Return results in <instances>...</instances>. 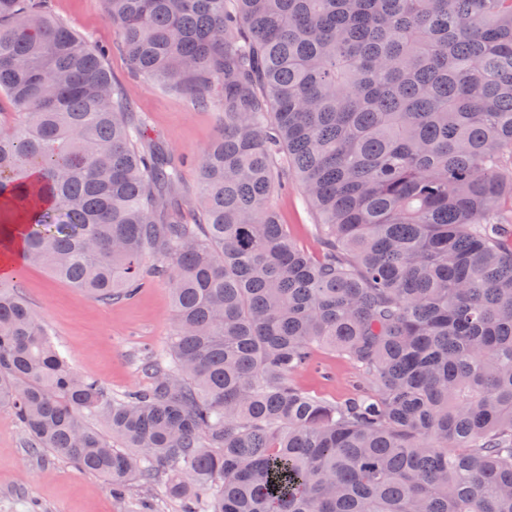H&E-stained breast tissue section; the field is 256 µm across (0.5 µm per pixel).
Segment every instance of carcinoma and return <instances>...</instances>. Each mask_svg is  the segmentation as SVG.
Returning a JSON list of instances; mask_svg holds the SVG:
<instances>
[{"label":"carcinoma","mask_w":512,"mask_h":512,"mask_svg":"<svg viewBox=\"0 0 512 512\" xmlns=\"http://www.w3.org/2000/svg\"><path fill=\"white\" fill-rule=\"evenodd\" d=\"M105 5L131 70L224 126L182 201L184 158L142 146L102 52L0 0V248L22 227L23 264L97 301L152 256L175 308L115 397L1 288L29 446L185 512H512V0ZM290 179L316 255L271 202ZM317 346L368 391L297 388Z\"/></svg>","instance_id":"1"}]
</instances>
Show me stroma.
Segmentation results:
<instances>
[{
    "mask_svg": "<svg viewBox=\"0 0 512 512\" xmlns=\"http://www.w3.org/2000/svg\"><path fill=\"white\" fill-rule=\"evenodd\" d=\"M48 10L75 33L107 48L106 68L143 117L146 142L196 158L219 137L223 117L217 107H196L175 87L150 84L132 73L106 18L104 0H48ZM301 197V187L293 183L276 192L273 202L294 242L316 253L315 219ZM154 263L146 258L133 298L109 302L86 298L40 267L1 283L25 298L76 371L118 396L145 385L141 360L148 351L164 348L174 320L169 282L154 276ZM361 381L355 369L324 348L315 350L311 364L293 377L301 389L329 400L351 397ZM26 441L11 414L0 409V512H184L183 501L161 488L134 483L124 496H112L104 477L51 452H32Z\"/></svg>",
    "mask_w": 512,
    "mask_h": 512,
    "instance_id": "stroma-1",
    "label": "stroma"
}]
</instances>
